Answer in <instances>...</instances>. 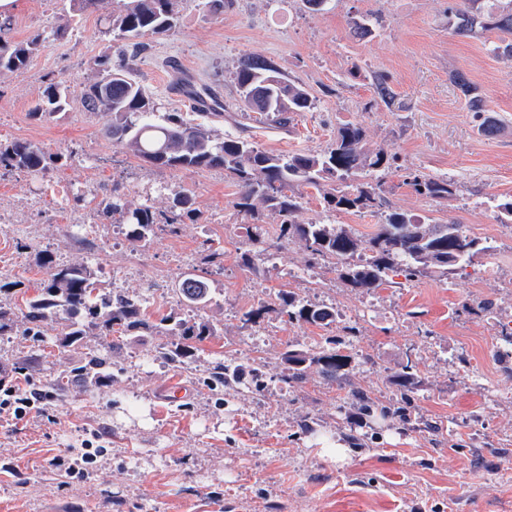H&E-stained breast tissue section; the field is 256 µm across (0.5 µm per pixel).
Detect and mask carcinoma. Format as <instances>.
Returning a JSON list of instances; mask_svg holds the SVG:
<instances>
[{
	"instance_id": "cac0c4a2",
	"label": "carcinoma",
	"mask_w": 512,
	"mask_h": 512,
	"mask_svg": "<svg viewBox=\"0 0 512 512\" xmlns=\"http://www.w3.org/2000/svg\"><path fill=\"white\" fill-rule=\"evenodd\" d=\"M177 0H113L112 25L107 33L117 32L111 50L102 56L97 66V78L82 94V104L89 111L104 110L112 114L109 130L112 142L126 148L143 162L156 168L205 169L221 166L239 187L236 206L243 212L252 210V201L259 199L280 217L278 234L266 243L262 234L255 241L278 248L288 237L303 239L313 258L334 256L340 263V276L353 288H370L387 282L389 272L399 268L405 278L414 280L425 267L444 270L471 263L474 257L490 250L480 239L471 236L460 224H421L398 212L385 217L368 241L372 255L359 265L348 259L359 248L355 234L343 227L330 224H296L293 214L300 207L301 189L320 190L321 182L330 179L335 187L322 196L328 212L380 210L383 198L378 186L359 178L371 176L391 166L393 157L379 149L365 147L364 131L357 124L338 128L336 138L318 154H274L240 137L218 140L211 134L207 120L222 116L220 112H202V122H190L179 112L156 114L154 102L139 82L131 75L132 54L127 47L141 45L145 36H164L178 25L175 10ZM448 11L454 16L453 30L462 36L497 35L489 50L497 56L512 57V0H494L490 6L485 0H464L460 7L456 0ZM11 22L0 21V74L22 68L36 50L37 40L17 43L11 37ZM235 84L244 106L254 109L256 95H261L260 115L280 121L285 114L309 112L313 102L301 86L287 81L266 59L247 56L239 61ZM465 106L480 122L484 134L492 137L496 124L486 116V99L480 88L462 72L451 75ZM70 106L67 88L60 81H51L33 106L31 115L37 118L65 112ZM54 162L53 156L29 141L0 143V169L25 170L42 173ZM417 194L430 198H446L452 193L453 183L447 179L420 178L407 181ZM101 213L128 226L129 236L147 240L153 235L157 218L149 208L129 211L120 197L103 202ZM49 269L34 295L25 299L21 315L0 306V336H6L23 325V333L38 340L43 335L42 325L49 319L60 320L61 330L57 347L69 353L71 369L63 377L50 381L60 391L65 382L101 386L112 379L110 357L89 349L85 337L93 330L106 336L139 337L162 329L177 338L167 353L174 364L184 365L198 353L197 344L216 334V327L203 319L187 321L171 317L159 324L149 323L142 309V300L128 295H105L97 292L94 273L85 266L61 267L52 258L44 260ZM177 294L192 305H207L210 300L208 282L199 276L180 280ZM282 313L288 320L316 326L336 323L335 307L326 304L304 303L290 295L282 296ZM343 341L331 338L325 347L309 352L297 345H288L282 361L288 366L286 380L298 384L305 380L308 370L316 367L329 380L342 383L348 375L351 362L342 353ZM256 385L259 376L253 369L241 365H217L204 380L211 391H220L230 383ZM391 383L399 392L393 413L407 429L414 428L409 408L412 407L416 377L412 362L408 361L391 375ZM353 407L369 416L379 408L370 395L354 390L350 393Z\"/></svg>"
}]
</instances>
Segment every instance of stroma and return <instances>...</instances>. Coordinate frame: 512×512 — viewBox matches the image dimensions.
Masks as SVG:
<instances>
[{"mask_svg": "<svg viewBox=\"0 0 512 512\" xmlns=\"http://www.w3.org/2000/svg\"><path fill=\"white\" fill-rule=\"evenodd\" d=\"M112 8V0L82 11L69 0H16L10 14L14 41L38 45L24 69L0 76V141L33 142L58 161L33 182L19 170L0 172V211L14 218L0 226V279L16 284L0 305L34 294L49 252L57 265L91 267L100 292L142 298L152 323L188 317L174 287L184 276H206L212 301L198 315L219 331L188 368L166 360L172 339L160 332L114 347L88 336L89 348L111 358L109 386L73 385L23 419L0 417V512H512V348L489 342L512 322V226L492 206L512 195V59L490 53L484 38L456 35L448 0H326L319 11L302 0H225L218 14L209 0H178V27L145 37L133 73L158 112L196 120L172 90L189 73L222 100V117L209 123L217 137L275 154H317L339 126L356 123L368 148L395 155L382 211L330 213L312 189L296 223L342 224L365 242L384 214L399 212L463 225L494 245L468 271L431 268L414 281L394 271L387 285L353 288L336 258H312L300 238L266 251L252 244L254 228L272 239L279 221L259 201L240 212L239 189L223 169H159L113 147L111 114L84 111L78 101L109 49ZM363 21L371 31L355 38ZM246 55L266 58L304 87L313 110L279 125L245 109L233 72ZM457 71L481 87L496 137L467 112L450 79ZM380 78L391 92L385 100L375 92ZM52 80L68 87L69 109L32 117ZM414 175L452 180L455 189L444 199L423 197L406 183ZM94 179L100 197L119 194L160 219L172 215L177 190L191 194L195 211L146 241H129L109 220L70 237L55 212L84 213L93 204L84 188ZM40 193L45 207L36 215L30 199ZM216 248L220 270L204 262ZM286 291L335 305V324L289 322L279 312ZM483 301L492 310H481ZM58 329L46 321L38 346L20 331L0 336V377L46 390L70 366ZM329 336L345 340L349 380L329 382L313 367L303 383L286 385L287 345L315 351ZM146 357L152 365L138 369ZM408 360L419 376L416 429L378 413L358 418L349 390L395 402L389 377ZM219 364L256 369L260 387L230 384L213 397L202 381ZM175 384L185 386L184 397L165 403ZM322 437L344 443L346 458L322 456ZM89 447L97 460L84 476L56 467V457Z\"/></svg>", "mask_w": 512, "mask_h": 512, "instance_id": "1", "label": "stroma"}]
</instances>
